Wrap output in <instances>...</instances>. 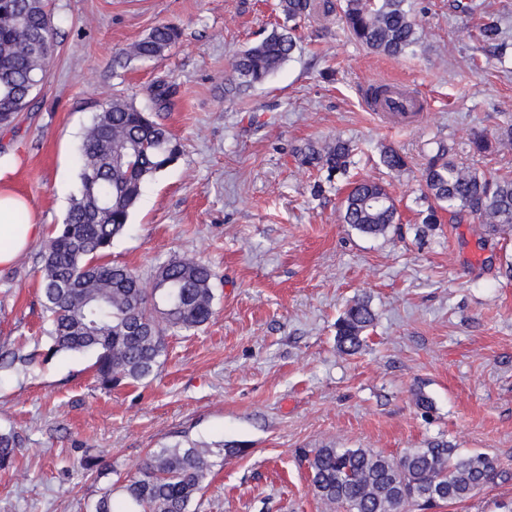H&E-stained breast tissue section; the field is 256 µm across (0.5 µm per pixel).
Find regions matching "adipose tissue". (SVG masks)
Masks as SVG:
<instances>
[{
    "instance_id": "adipose-tissue-1",
    "label": "adipose tissue",
    "mask_w": 512,
    "mask_h": 512,
    "mask_svg": "<svg viewBox=\"0 0 512 512\" xmlns=\"http://www.w3.org/2000/svg\"><path fill=\"white\" fill-rule=\"evenodd\" d=\"M18 165L13 155L0 157V267L3 268L13 265L45 234V226L29 200L13 184Z\"/></svg>"
}]
</instances>
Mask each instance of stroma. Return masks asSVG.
<instances>
[{"label": "stroma", "mask_w": 512, "mask_h": 512, "mask_svg": "<svg viewBox=\"0 0 512 512\" xmlns=\"http://www.w3.org/2000/svg\"><path fill=\"white\" fill-rule=\"evenodd\" d=\"M423 29L396 60L354 41L336 17L302 27L292 59L242 96L225 90L229 59L282 22L278 0H49L56 47L45 84L0 156L46 227L62 223L79 184L77 148L95 112L122 95L151 109L159 80L177 87L154 118L182 153L149 179L109 261L143 280L174 258L214 272L213 320L168 337L147 380L103 389L94 358L52 351L37 271L43 242L0 269V351L34 354L0 375V429L22 447L0 470V512H93L103 487H123L154 449L182 435L236 442L214 457L195 512H335L317 497L301 449L372 448L390 455L433 440L495 457L497 482L443 512H495L512 502V238L480 219L442 216L427 228L420 178L437 142L456 159L512 176V146L478 155L475 135L512 122V57L472 37L465 7L499 22L512 47V0H414ZM160 24L181 31L165 56L116 59ZM414 84L424 110L410 128L368 104L369 85ZM344 137L360 147L349 179L326 180L299 148ZM407 158L403 173L382 148ZM387 186L402 222L384 237L341 221L349 180ZM321 192H314V185ZM376 314L362 350L339 351L334 323L355 298ZM432 401L430 413L417 393ZM96 457L103 472L84 469Z\"/></svg>", "instance_id": "35a3bbf8"}]
</instances>
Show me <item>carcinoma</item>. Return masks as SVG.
I'll list each match as a JSON object with an SVG mask.
<instances>
[{"label": "carcinoma", "mask_w": 512, "mask_h": 512, "mask_svg": "<svg viewBox=\"0 0 512 512\" xmlns=\"http://www.w3.org/2000/svg\"><path fill=\"white\" fill-rule=\"evenodd\" d=\"M409 0H343L340 21L352 39L376 53L402 58L420 39ZM284 24L237 53L225 80L238 94L248 92L278 71L297 47L295 31L303 20L336 11L334 0H279ZM476 38L488 41L497 21L482 19ZM180 38L170 24L154 27L124 52L129 60H155ZM55 43L47 0H0V128H8L30 104L42 84L44 58ZM176 90L160 82L151 88L157 108L172 105ZM356 151L341 137L300 151L302 164L345 175ZM181 146L151 113L114 96L94 113L78 146V194L63 223L52 230L42 254L40 291L50 319L52 349L95 356L100 384L109 389L124 381L148 378L166 353L170 333L207 324L214 314L211 268L195 259H173L156 267L151 282L126 265L106 260L141 194L143 182L173 164ZM455 147L441 143L422 173L427 208L421 223H440L439 211L454 218L467 213L492 234L512 232V176H488L454 159ZM391 172L407 167L394 148L379 154ZM342 222L359 233L379 237L400 221L387 187L369 179L351 182L342 203ZM375 313L366 297L355 299L338 317L335 339L348 355L363 346ZM34 355L0 352V372L25 369ZM21 439L0 430V469L15 463ZM214 450L187 440L149 454L139 474L125 485V498L113 500L103 489L94 512H191L206 481ZM315 493L345 512H431L473 498L496 482L498 461L485 453H462L446 441L408 448L388 456L368 448L323 447L304 450Z\"/></svg>", "instance_id": "cac0c4a2"}]
</instances>
